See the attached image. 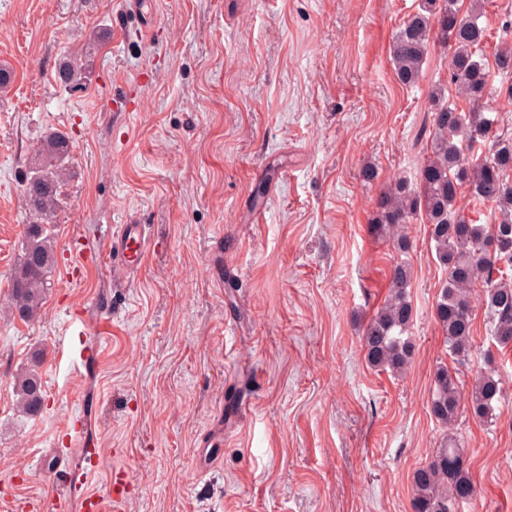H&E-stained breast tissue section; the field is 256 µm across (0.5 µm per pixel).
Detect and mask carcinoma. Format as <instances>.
<instances>
[{
  "label": "carcinoma",
  "mask_w": 512,
  "mask_h": 512,
  "mask_svg": "<svg viewBox=\"0 0 512 512\" xmlns=\"http://www.w3.org/2000/svg\"><path fill=\"white\" fill-rule=\"evenodd\" d=\"M459 0H422L420 11L400 28L391 48L398 80L415 82L431 43L450 47V83L468 102V111L450 101L444 91L430 94V156L420 171L419 185L404 179L391 185L380 199L373 224L390 237L395 248L407 251L410 218L423 214L430 224L436 257L448 271L435 303L434 316L444 336L448 356L462 362L470 353L473 321L471 290L483 288L490 330L502 347L512 345V138L492 133L494 119L483 110L492 95L490 69L512 74V46H501L494 67L485 62L479 45L486 29L479 26L480 0H470L461 11ZM69 141L51 133L40 141L36 160L24 179L23 196L31 220L23 229V255L10 279L11 301L19 316L34 317L43 305L47 273L56 263L51 223L59 203L62 168L68 160ZM499 210L494 224H475L457 207L463 191ZM412 271L396 264L390 277V294L364 329L365 359L375 369L400 373L414 353L410 327L412 307L406 288ZM18 406L37 413L44 394L37 368L27 369L17 380ZM504 388L494 370L480 372L469 391L448 366L434 373L428 406L444 427L455 426L462 410L480 421L493 420ZM413 512H458L459 504L475 496L469 458L464 445L449 436L435 454L413 474Z\"/></svg>",
  "instance_id": "1"
}]
</instances>
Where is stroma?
<instances>
[{
    "label": "stroma",
    "instance_id": "35a3bbf8",
    "mask_svg": "<svg viewBox=\"0 0 512 512\" xmlns=\"http://www.w3.org/2000/svg\"><path fill=\"white\" fill-rule=\"evenodd\" d=\"M419 4L0 0L13 73L0 90V307L30 221L21 180L47 131L72 145L57 252L74 238L106 248L133 214L157 243L131 278L106 257L76 283L53 268L39 317H0V483L17 498L77 463L61 437L87 416L103 451L90 488L105 493L124 467V512H412L413 474L449 432L427 405L450 363L434 318L447 272L425 216L405 253L372 218L394 179L419 180L431 90L455 96L441 47L414 84L394 73L393 40ZM482 12L490 58L512 42V0ZM72 56L86 60L74 91L58 79ZM141 81L139 110L114 114L108 100ZM402 261L415 352L394 374L367 364L362 332ZM481 293L471 353L451 365L466 387L495 368L505 398L495 423L464 413L451 431L476 489L461 512H512V347L493 339ZM33 365L44 403L28 415L15 381ZM218 439L222 458L198 473Z\"/></svg>",
    "mask_w": 512,
    "mask_h": 512
}]
</instances>
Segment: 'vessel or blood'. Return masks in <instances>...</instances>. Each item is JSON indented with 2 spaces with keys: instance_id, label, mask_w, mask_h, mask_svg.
<instances>
[{
  "instance_id": "obj_1",
  "label": "vessel or blood",
  "mask_w": 512,
  "mask_h": 512,
  "mask_svg": "<svg viewBox=\"0 0 512 512\" xmlns=\"http://www.w3.org/2000/svg\"><path fill=\"white\" fill-rule=\"evenodd\" d=\"M143 98L142 86L128 89L122 96L113 97L110 107L115 112L137 111ZM154 246L149 228L137 217L115 225L110 238L108 255L118 262L127 274L137 273ZM100 257L93 246L85 244L64 256L61 270L69 282L81 279L86 266L98 263ZM101 449L87 446L82 448V465L56 470L53 492L49 502L35 503L36 512H69L71 504H78L80 512H122L127 499L131 480L121 468L113 469L107 496L90 491V478L98 471Z\"/></svg>"
}]
</instances>
